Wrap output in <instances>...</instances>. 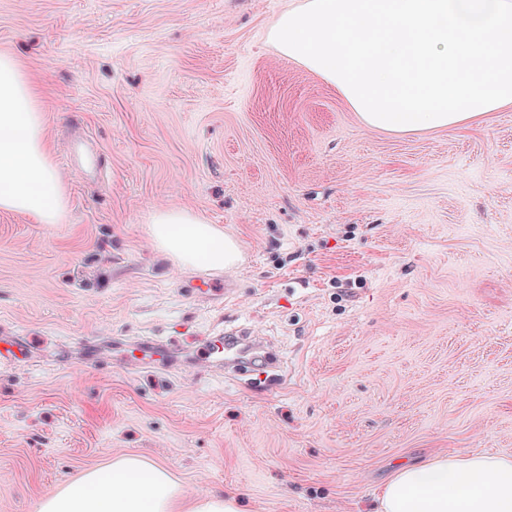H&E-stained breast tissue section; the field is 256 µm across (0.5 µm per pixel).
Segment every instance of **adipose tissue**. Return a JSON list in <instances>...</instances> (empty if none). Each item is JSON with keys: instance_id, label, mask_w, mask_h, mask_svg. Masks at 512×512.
<instances>
[{"instance_id": "ef3b65f1", "label": "adipose tissue", "mask_w": 512, "mask_h": 512, "mask_svg": "<svg viewBox=\"0 0 512 512\" xmlns=\"http://www.w3.org/2000/svg\"><path fill=\"white\" fill-rule=\"evenodd\" d=\"M268 40L370 129L457 128L512 106V0H291ZM64 206L36 87L0 52V210L54 224ZM149 237L180 268L240 260L232 238L188 209L155 211ZM377 500L378 512H512V457L438 454L395 470ZM38 512L241 510L234 493L189 496L170 469L123 456L66 481Z\"/></svg>"}]
</instances>
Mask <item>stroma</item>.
<instances>
[{
  "label": "stroma",
  "mask_w": 512,
  "mask_h": 512,
  "mask_svg": "<svg viewBox=\"0 0 512 512\" xmlns=\"http://www.w3.org/2000/svg\"><path fill=\"white\" fill-rule=\"evenodd\" d=\"M289 0H0L65 182L0 211V512L138 455L247 512H374L393 470L512 456V107L361 125L266 31ZM234 238L233 270L154 250V210ZM246 331L249 368L194 341ZM178 339L174 367L134 342Z\"/></svg>",
  "instance_id": "obj_1"
}]
</instances>
